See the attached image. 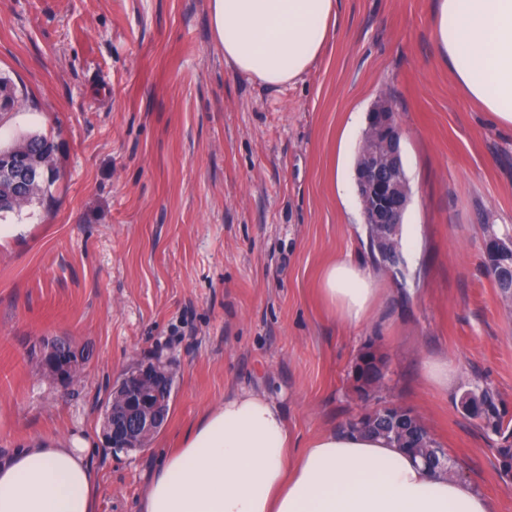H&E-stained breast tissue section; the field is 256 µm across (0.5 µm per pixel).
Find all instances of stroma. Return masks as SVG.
<instances>
[{"instance_id":"obj_1","label":"stroma","mask_w":512,"mask_h":512,"mask_svg":"<svg viewBox=\"0 0 512 512\" xmlns=\"http://www.w3.org/2000/svg\"><path fill=\"white\" fill-rule=\"evenodd\" d=\"M433 0H337L324 55L297 82L263 85L214 45L208 0H0V75L18 88L0 143L54 138L60 178L4 218L0 238V454L79 436L97 512H139L147 471L206 410L241 390L283 409L292 445L358 414L410 408L455 476L512 512L495 432L460 404L491 397L512 424V309L482 265L484 225L512 227V135L453 87L431 38ZM388 99L411 189L397 282L377 270L367 320L323 302L324 269L371 258L361 207L333 179L358 153L352 113ZM46 336L89 352L82 375L45 379ZM380 388L358 397L367 346ZM170 362L168 421L148 447L106 448L107 388ZM449 362L447 386L427 375ZM374 355V360L369 364L374 363L377 365V371L367 375V364L364 361H358L353 369V380L355 388H359V395H365L376 389L377 384L380 382V375L383 373L384 368L379 362V355L374 350H369Z\"/></svg>"}]
</instances>
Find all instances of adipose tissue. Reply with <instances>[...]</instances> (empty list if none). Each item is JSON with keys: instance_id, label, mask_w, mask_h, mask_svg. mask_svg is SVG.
Returning <instances> with one entry per match:
<instances>
[{"instance_id": "1", "label": "adipose tissue", "mask_w": 512, "mask_h": 512, "mask_svg": "<svg viewBox=\"0 0 512 512\" xmlns=\"http://www.w3.org/2000/svg\"><path fill=\"white\" fill-rule=\"evenodd\" d=\"M216 47L233 71L267 86L295 83L325 51L336 0H210ZM432 34L455 85L512 130V0H434ZM321 294L336 318L363 322L372 270L329 265ZM85 441L34 442L0 455V512H96ZM141 512H493L467 483L426 468L377 435L342 429L291 445L266 394L225 397L148 474Z\"/></svg>"}]
</instances>
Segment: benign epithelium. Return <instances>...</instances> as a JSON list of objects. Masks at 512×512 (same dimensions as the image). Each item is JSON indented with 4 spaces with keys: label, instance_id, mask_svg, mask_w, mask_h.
Here are the masks:
<instances>
[{
    "label": "benign epithelium",
    "instance_id": "obj_1",
    "mask_svg": "<svg viewBox=\"0 0 512 512\" xmlns=\"http://www.w3.org/2000/svg\"><path fill=\"white\" fill-rule=\"evenodd\" d=\"M401 133L391 104L381 99L369 113L364 149L356 166V189L367 224L382 232L377 247L388 257L398 255V232L404 223L411 191L401 167ZM88 355L72 343L57 337L45 338L39 348L44 374L62 387L79 376ZM372 363L377 371L367 373L359 361L353 369L355 387L365 395L376 389L384 368L379 355ZM174 388V373L159 362H138L112 384L110 404L103 413L102 435L106 447L114 450L145 448L165 427L166 406Z\"/></svg>",
    "mask_w": 512,
    "mask_h": 512
}]
</instances>
